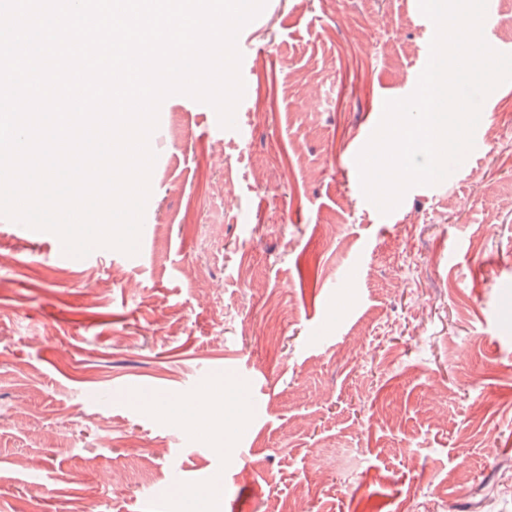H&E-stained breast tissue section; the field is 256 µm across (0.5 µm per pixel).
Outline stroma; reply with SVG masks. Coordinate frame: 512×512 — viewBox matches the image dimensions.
Returning <instances> with one entry per match:
<instances>
[{
    "label": "stroma",
    "instance_id": "35a3bbf8",
    "mask_svg": "<svg viewBox=\"0 0 512 512\" xmlns=\"http://www.w3.org/2000/svg\"><path fill=\"white\" fill-rule=\"evenodd\" d=\"M429 43L419 0H268L235 132L162 102L136 255L0 223V512H512V83L390 215L355 162Z\"/></svg>",
    "mask_w": 512,
    "mask_h": 512
}]
</instances>
